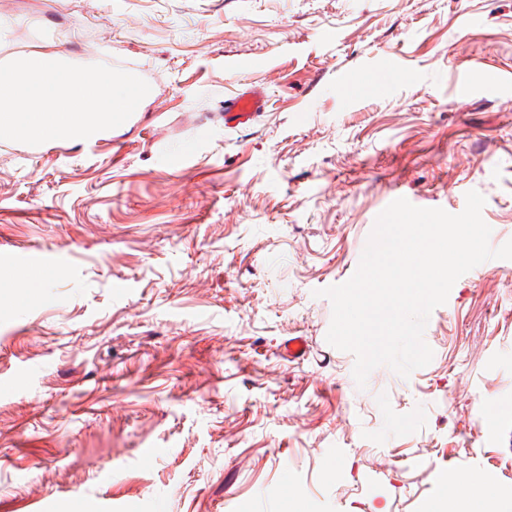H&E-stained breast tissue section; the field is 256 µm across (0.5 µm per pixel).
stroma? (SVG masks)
<instances>
[{
	"instance_id": "obj_1",
	"label": "stroma",
	"mask_w": 512,
	"mask_h": 512,
	"mask_svg": "<svg viewBox=\"0 0 512 512\" xmlns=\"http://www.w3.org/2000/svg\"><path fill=\"white\" fill-rule=\"evenodd\" d=\"M93 45L150 85L133 117L0 140V512H428L449 471L512 497V260L362 389L320 295L399 198L478 191L512 240V0H0V58ZM252 83L268 110L225 127Z\"/></svg>"
}]
</instances>
